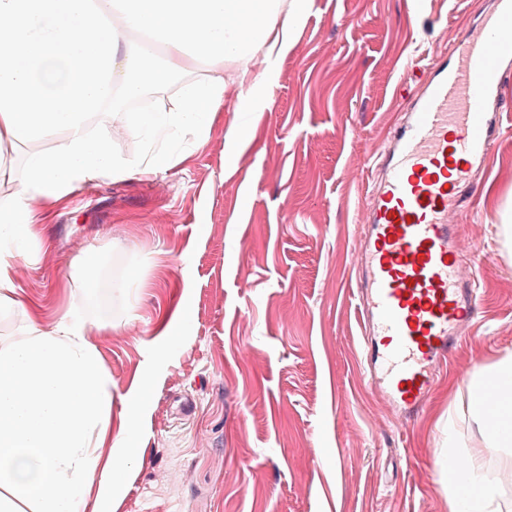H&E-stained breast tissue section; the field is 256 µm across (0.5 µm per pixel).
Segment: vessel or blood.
I'll return each mask as SVG.
<instances>
[{"instance_id": "obj_1", "label": "vessel or blood", "mask_w": 512, "mask_h": 512, "mask_svg": "<svg viewBox=\"0 0 512 512\" xmlns=\"http://www.w3.org/2000/svg\"><path fill=\"white\" fill-rule=\"evenodd\" d=\"M512 66V0L435 54L409 97L362 209L351 286L371 391L399 426L425 405L478 307L477 270L456 214L473 170L492 155Z\"/></svg>"}]
</instances>
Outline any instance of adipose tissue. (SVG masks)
Wrapping results in <instances>:
<instances>
[{
    "instance_id": "ef3b65f1",
    "label": "adipose tissue",
    "mask_w": 512,
    "mask_h": 512,
    "mask_svg": "<svg viewBox=\"0 0 512 512\" xmlns=\"http://www.w3.org/2000/svg\"><path fill=\"white\" fill-rule=\"evenodd\" d=\"M303 0H0V147L31 145L14 192L0 204V308L15 304L13 261L36 238L41 216L73 186L103 178L154 175L183 156L186 136L202 138L224 109V64L239 63L245 88L229 144L250 136L249 113L265 104L276 72L249 77L246 64L287 51ZM204 76L193 79L192 70ZM175 90L169 111L134 112L116 104L145 88ZM107 116L96 132L93 119ZM146 142L143 156L115 154L117 136ZM27 337L0 348V512H85L84 492L99 478L112 494L114 462L139 451L113 438L112 378L101 368L86 325L61 317L44 328L37 314ZM494 405L471 394L482 437L448 482L449 512H502L499 483L485 476L482 451L511 448L512 356L487 369ZM113 456H102V449Z\"/></svg>"
}]
</instances>
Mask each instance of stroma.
Instances as JSON below:
<instances>
[{
	"mask_svg": "<svg viewBox=\"0 0 512 512\" xmlns=\"http://www.w3.org/2000/svg\"><path fill=\"white\" fill-rule=\"evenodd\" d=\"M489 7L309 0L234 165L228 101L183 162L87 184L51 212L17 260L22 305L0 312V346L23 340L28 311L47 328L66 314L93 329L118 392L151 380L140 458L110 498L88 483L89 512H448L439 452L455 443L464 464L480 438L472 381L512 354V252L481 205L512 190V115L457 214L479 266L473 325L405 428L367 385L349 285L367 153L428 53ZM186 307L169 343L162 327Z\"/></svg>",
	"mask_w": 512,
	"mask_h": 512,
	"instance_id": "35a3bbf8",
	"label": "stroma"
}]
</instances>
